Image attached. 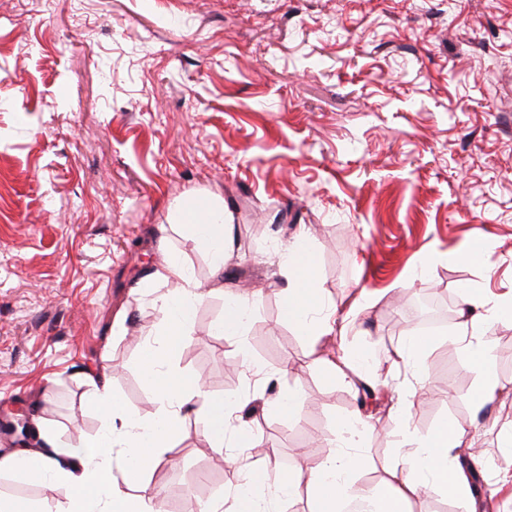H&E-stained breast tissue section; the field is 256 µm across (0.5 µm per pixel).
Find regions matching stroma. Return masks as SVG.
Masks as SVG:
<instances>
[{
    "label": "stroma",
    "instance_id": "obj_1",
    "mask_svg": "<svg viewBox=\"0 0 512 512\" xmlns=\"http://www.w3.org/2000/svg\"><path fill=\"white\" fill-rule=\"evenodd\" d=\"M0 451L18 421L62 438L97 431L86 380L107 374L142 417L155 407L139 340L155 313L133 288L180 253L208 281L206 250L169 225L199 194L234 224L224 289L263 285L242 338L218 335L223 295L194 315L173 359L210 393L246 402L269 483L305 476L312 437L367 422L359 450L378 482L402 428L449 421L489 463L473 502L423 496L411 512H512L501 438L512 428V323L491 332L499 390L475 416V374L453 341L460 297L512 295V0H0ZM305 232L339 336L284 316L277 252ZM482 262L466 259L473 241ZM445 303L425 361L428 387L388 371L415 303ZM126 315L127 333L112 323ZM382 366L372 395L326 382L337 345ZM275 370L255 387L242 357ZM303 395L280 413L279 393ZM191 416L156 489L229 494Z\"/></svg>",
    "mask_w": 512,
    "mask_h": 512
}]
</instances>
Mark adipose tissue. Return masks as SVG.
Here are the masks:
<instances>
[{
	"label": "adipose tissue",
	"mask_w": 512,
	"mask_h": 512,
	"mask_svg": "<svg viewBox=\"0 0 512 512\" xmlns=\"http://www.w3.org/2000/svg\"><path fill=\"white\" fill-rule=\"evenodd\" d=\"M178 224L190 241L206 249L213 276L205 283L194 279L181 256L166 249L157 278L177 282V289L156 293L147 286L139 291L157 318L154 337L140 346L143 378L156 406L153 417L143 419L107 382L90 379L81 405L99 416L98 433L64 441L56 424L42 418L36 429L43 447L20 448L0 456V477L33 481L47 488L66 487V500L51 508L43 499L1 493L0 512H159L160 494L150 477L174 448L186 418L192 414L203 419L210 449L218 458L255 447L252 429L237 420V403L210 394L199 376L184 373L171 362L194 334L196 308L214 295L225 294L224 265L230 256V226L220 202L211 200L204 208L183 211ZM276 265L286 281L284 313L288 321L309 336L334 332L336 320L322 303L305 233H298L279 251ZM225 296L221 332L243 336V312L257 304L261 293L256 290L248 295ZM462 305L461 334L479 335L477 341L466 342L463 351L477 378L474 404L480 407L499 389L489 332L499 322H512V298L490 306L482 296L467 290L462 294ZM339 430V441L317 443L313 453L318 463L308 477L288 474L271 485L258 462L244 463L240 473L254 477L249 492L234 488L228 498L210 500L205 512H274L277 501L301 493L310 502L309 512H340L343 505L357 498L373 500L377 512H409L411 501L423 494L471 500V479L454 455L467 442L465 430L457 425L440 423L424 437L403 430L393 464L381 481L371 486L353 478L368 465L358 450L361 428L343 423Z\"/></svg>",
	"instance_id": "adipose-tissue-1"
}]
</instances>
